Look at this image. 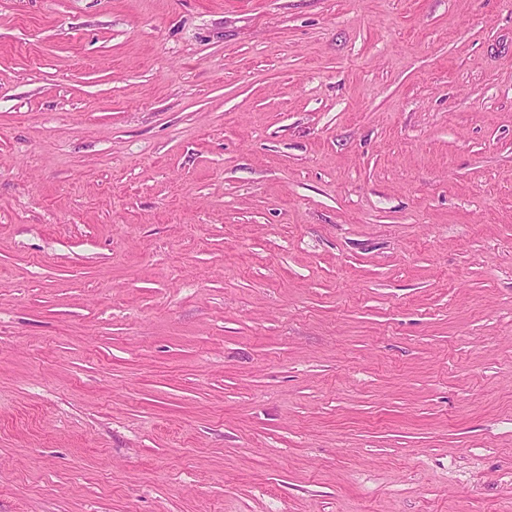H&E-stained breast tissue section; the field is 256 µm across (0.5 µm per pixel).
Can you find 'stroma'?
I'll use <instances>...</instances> for the list:
<instances>
[{
    "mask_svg": "<svg viewBox=\"0 0 512 512\" xmlns=\"http://www.w3.org/2000/svg\"><path fill=\"white\" fill-rule=\"evenodd\" d=\"M0 512H512V0H0Z\"/></svg>",
    "mask_w": 512,
    "mask_h": 512,
    "instance_id": "1",
    "label": "stroma"
}]
</instances>
